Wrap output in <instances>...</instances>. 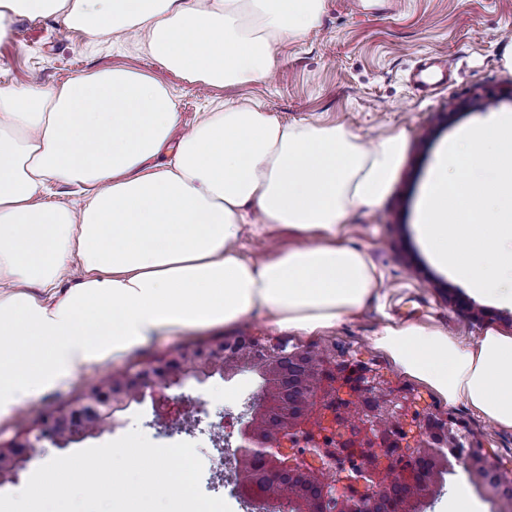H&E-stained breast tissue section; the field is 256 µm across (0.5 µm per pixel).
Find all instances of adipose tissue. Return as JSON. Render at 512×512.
<instances>
[{
	"instance_id": "ef3b65f1",
	"label": "adipose tissue",
	"mask_w": 512,
	"mask_h": 512,
	"mask_svg": "<svg viewBox=\"0 0 512 512\" xmlns=\"http://www.w3.org/2000/svg\"><path fill=\"white\" fill-rule=\"evenodd\" d=\"M322 0H0V39L19 18L53 19L92 39L145 33L149 56L202 87L271 70ZM170 90L127 68L42 89L0 86V419L79 371L153 339L262 316L312 335L355 315L380 278L342 240L353 210L377 206L400 166L401 136L366 147L351 130L285 124L220 104L179 140ZM80 206L44 202L51 181ZM296 246L242 253L248 210ZM448 405L512 429V336L465 343L416 324L373 339Z\"/></svg>"
}]
</instances>
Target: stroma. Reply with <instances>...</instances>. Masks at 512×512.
I'll return each instance as SVG.
<instances>
[{
    "mask_svg": "<svg viewBox=\"0 0 512 512\" xmlns=\"http://www.w3.org/2000/svg\"><path fill=\"white\" fill-rule=\"evenodd\" d=\"M139 34L107 46L91 42L48 19H17L0 40V84L19 90L47 88L95 69L124 67L151 75L178 96L180 128L192 127L215 102L233 100L269 110L283 123L318 120L357 133L366 146L399 134L404 159L388 196L375 208L348 214V243L367 253L383 274L384 288L353 317L319 336L281 330L263 318L203 332L174 333L120 359L86 368L66 385L0 420V442L38 431L43 415L80 403L103 375L122 379L160 365L171 353L239 336L287 340L317 352L329 365H357L396 404L404 444L423 438L433 415L458 438L459 451L442 490L426 512H448L466 489L474 512H501L503 497L483 493L466 469L478 453L512 480V429H495L466 405L451 406L427 385L404 375L374 348L372 338L388 323L430 325L468 340L487 329L512 334V302L476 294L433 264L420 240L418 208L424 184L444 143L462 128L512 113V70L502 55L512 46V0H323L317 23L276 49L269 77L236 88L203 89L150 57ZM485 310L476 319L474 310ZM260 377L246 371L231 380L188 381L182 394L205 410L204 422L235 418L256 394ZM124 424L73 443L71 451L101 445L140 429L159 445L193 442L203 461L201 488L223 498L231 512H252L232 493L231 480L216 477L219 451L210 433L191 426L171 432L154 422L150 402L131 405Z\"/></svg>",
    "mask_w": 512,
    "mask_h": 512,
    "instance_id": "1",
    "label": "stroma"
}]
</instances>
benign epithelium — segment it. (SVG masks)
<instances>
[{"label":"benign epithelium","mask_w":512,"mask_h":512,"mask_svg":"<svg viewBox=\"0 0 512 512\" xmlns=\"http://www.w3.org/2000/svg\"><path fill=\"white\" fill-rule=\"evenodd\" d=\"M243 371L257 373L263 384L237 417L240 443L233 454L238 463L233 493L256 512H425L427 499L452 470L444 449L454 448L455 437L445 422L429 416L423 425L426 441L408 448L409 459L400 456L382 472L378 457L395 456L403 436L390 424L396 410L387 395L364 385L345 365L332 368L304 350L290 352L280 340L241 338L180 351L154 370L156 379L151 381L109 379L94 387L78 407L51 416L39 434L0 444V484L15 481L44 443L64 448L104 428L113 429L121 424L120 413L147 398L155 421L178 429L183 403L167 390L191 379L202 383L216 374L228 380ZM341 379L350 383L353 393L366 394L357 424L343 417L351 397L336 386L321 392L324 381ZM317 407L333 414L338 445L315 433L312 417ZM309 454L316 462L307 459ZM469 469L486 488L499 493L497 467L475 454Z\"/></svg>","instance_id":"benign-epithelium-1"}]
</instances>
